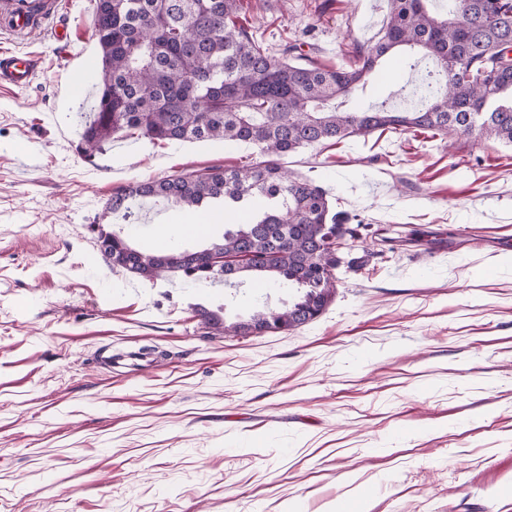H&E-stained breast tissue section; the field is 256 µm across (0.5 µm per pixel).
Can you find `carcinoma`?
Instances as JSON below:
<instances>
[{"label":"carcinoma","instance_id":"1","mask_svg":"<svg viewBox=\"0 0 512 512\" xmlns=\"http://www.w3.org/2000/svg\"><path fill=\"white\" fill-rule=\"evenodd\" d=\"M241 2L96 0L100 70L95 112L82 139L86 152L132 131L157 142L221 140L260 150L265 160L258 163L135 182L109 199L105 214L114 216L139 200H163L187 212L268 201L203 250H138L115 233L98 237L112 266L147 280L177 274L189 282L259 281L297 290L287 305L259 308L228 325L222 311H202L206 327L247 335L252 324L284 332L318 318L341 271L352 269L329 240L356 239L368 228L344 223L322 187L290 175L282 156L386 130L512 144V0H450L444 13L429 11L427 0H387L377 40L352 44L336 66L295 44L272 55L251 28L238 24ZM401 49L412 51L409 68L423 71L419 85L399 89L410 105L349 107L382 57ZM215 247L226 257L222 267L206 259L205 250Z\"/></svg>","mask_w":512,"mask_h":512}]
</instances>
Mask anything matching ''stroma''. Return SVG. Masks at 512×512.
<instances>
[{
  "label": "stroma",
  "mask_w": 512,
  "mask_h": 512,
  "mask_svg": "<svg viewBox=\"0 0 512 512\" xmlns=\"http://www.w3.org/2000/svg\"><path fill=\"white\" fill-rule=\"evenodd\" d=\"M272 54L326 65L376 40L387 0H245ZM95 0H60L0 52L38 58L0 85V512H512V145L420 133L307 146L284 167L371 233L326 310L285 333L205 327L282 288L145 280L109 266L99 231L136 247L190 215L129 183L256 162L249 144L124 135L87 155L72 81L97 54ZM395 251L382 257L381 233Z\"/></svg>",
  "instance_id": "stroma-1"
}]
</instances>
